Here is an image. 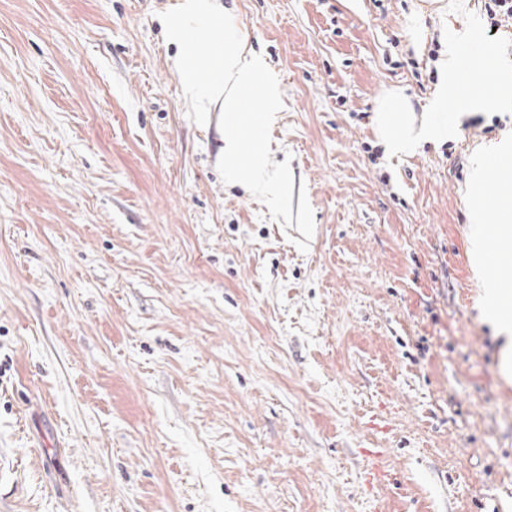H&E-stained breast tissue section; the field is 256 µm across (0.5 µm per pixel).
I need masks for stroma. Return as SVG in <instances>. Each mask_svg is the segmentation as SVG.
<instances>
[{
  "label": "stroma",
  "mask_w": 512,
  "mask_h": 512,
  "mask_svg": "<svg viewBox=\"0 0 512 512\" xmlns=\"http://www.w3.org/2000/svg\"><path fill=\"white\" fill-rule=\"evenodd\" d=\"M0 0V512H512V382L469 255L470 159L512 112L390 157L443 25L483 0H221L277 75L291 227L217 171L161 13ZM395 483L379 505L362 449Z\"/></svg>",
  "instance_id": "stroma-1"
}]
</instances>
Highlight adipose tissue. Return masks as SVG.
Segmentation results:
<instances>
[{"label":"adipose tissue","mask_w":512,"mask_h":512,"mask_svg":"<svg viewBox=\"0 0 512 512\" xmlns=\"http://www.w3.org/2000/svg\"><path fill=\"white\" fill-rule=\"evenodd\" d=\"M448 51L439 62L442 81L433 94L430 111L437 120L416 123L408 98L397 89L387 91L379 100L374 122L390 156L412 154L426 140L445 139L453 135L455 127L446 116L447 110L474 112L483 109L484 102L477 97H461L457 91L466 83L465 66L460 56L462 46L470 37L469 29L447 28ZM496 174L500 182V197L512 204V135L503 137L478 154L472 172V186L484 184L489 174ZM512 235V212L491 218L483 209H474L470 233L471 253L477 270L482 271L481 305L485 320L498 334H512V315L504 304L512 294L503 288L498 278L485 275L490 259V247Z\"/></svg>","instance_id":"adipose-tissue-1"}]
</instances>
